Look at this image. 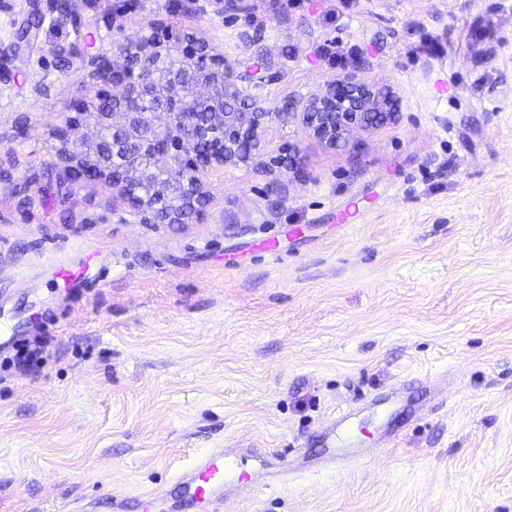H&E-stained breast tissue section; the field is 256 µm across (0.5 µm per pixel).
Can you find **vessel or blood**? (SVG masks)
Listing matches in <instances>:
<instances>
[{
  "label": "vessel or blood",
  "instance_id": "obj_1",
  "mask_svg": "<svg viewBox=\"0 0 512 512\" xmlns=\"http://www.w3.org/2000/svg\"><path fill=\"white\" fill-rule=\"evenodd\" d=\"M241 483L234 458L224 449L211 448L177 477L174 488L162 487L146 495L115 492L106 501L89 499L70 508L69 512H98L103 506L109 512H169L174 504L199 506L204 512H224L225 486Z\"/></svg>",
  "mask_w": 512,
  "mask_h": 512
}]
</instances>
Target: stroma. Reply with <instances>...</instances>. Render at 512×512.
<instances>
[{"mask_svg":"<svg viewBox=\"0 0 512 512\" xmlns=\"http://www.w3.org/2000/svg\"><path fill=\"white\" fill-rule=\"evenodd\" d=\"M163 13L281 82L347 72L395 117L328 149L294 123L211 171L201 222L145 224L65 177L53 128ZM300 143V171L271 164ZM107 281L75 292L57 261ZM0 512L168 485L209 448L298 474L224 512H512V0H0ZM361 413L318 469L323 423Z\"/></svg>","mask_w":512,"mask_h":512,"instance_id":"stroma-1","label":"stroma"}]
</instances>
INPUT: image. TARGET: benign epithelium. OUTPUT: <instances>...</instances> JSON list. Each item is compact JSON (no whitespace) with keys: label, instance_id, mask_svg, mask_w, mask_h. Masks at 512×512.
<instances>
[{"label":"benign epithelium","instance_id":"1","mask_svg":"<svg viewBox=\"0 0 512 512\" xmlns=\"http://www.w3.org/2000/svg\"><path fill=\"white\" fill-rule=\"evenodd\" d=\"M226 18L247 13L252 0H208ZM93 94L71 103L53 130L70 183L97 181L146 224H187L203 216L210 170L263 154L271 125L295 120L306 135L334 149L354 133L396 113L373 85L338 75L307 96L266 105L249 91L254 80L276 82L259 52L250 69L191 31L160 19L140 25L113 59L97 63ZM298 144L272 161L297 169Z\"/></svg>","mask_w":512,"mask_h":512}]
</instances>
